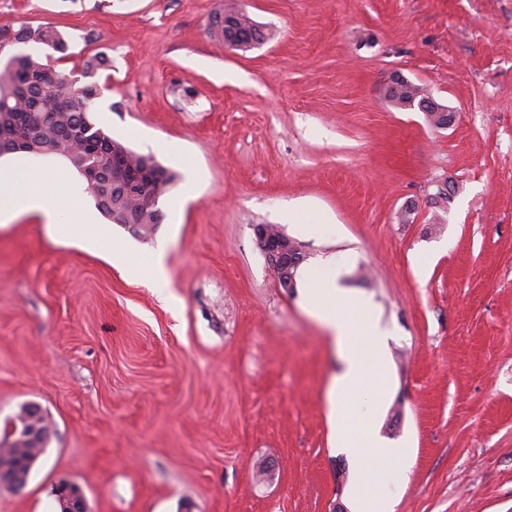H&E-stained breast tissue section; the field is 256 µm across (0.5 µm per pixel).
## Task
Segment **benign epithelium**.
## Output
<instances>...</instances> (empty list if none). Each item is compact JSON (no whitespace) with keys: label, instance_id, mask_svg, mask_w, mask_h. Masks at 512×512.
Segmentation results:
<instances>
[{"label":"benign epithelium","instance_id":"obj_1","mask_svg":"<svg viewBox=\"0 0 512 512\" xmlns=\"http://www.w3.org/2000/svg\"><path fill=\"white\" fill-rule=\"evenodd\" d=\"M429 122L440 129L449 127L453 116L447 109L438 105L427 112ZM130 151L121 143H112V187L124 193L134 194L133 188L144 177L165 180L168 173L159 171L151 163L139 171L130 169ZM254 235L257 248L265 258L267 265L273 269L287 272L282 278L280 286L283 288L295 287V274L302 263L304 255L300 247L285 234L273 236L266 224L254 226ZM53 434L51 424L46 422L43 409L36 403H27L5 423L0 431V456H5L7 448H28L32 452L29 467L25 472L15 470L8 463L0 464V488L21 490L29 481L31 472L41 458L46 444ZM53 495L59 505L60 512H90L85 495L73 482L66 479L59 480L54 488Z\"/></svg>","mask_w":512,"mask_h":512}]
</instances>
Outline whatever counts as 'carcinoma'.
Instances as JSON below:
<instances>
[{
    "mask_svg": "<svg viewBox=\"0 0 512 512\" xmlns=\"http://www.w3.org/2000/svg\"><path fill=\"white\" fill-rule=\"evenodd\" d=\"M221 29L224 35L235 31L257 38V29L241 26L232 15L224 18ZM9 30L18 45L34 44L62 54L69 48L63 35L51 26L21 24ZM48 71V65L28 53L10 55L0 68V148L8 154L21 151L64 157L83 176L89 168L112 172V137L91 118L100 95L98 85H79L59 72L56 82L48 84L43 80ZM417 91L412 82L404 81L400 92L392 96L393 104L406 107ZM421 102L419 97L414 104ZM174 179L172 175L162 184L145 182L138 205L118 197L110 198V204L129 209L135 224H159L163 215L146 202L162 197Z\"/></svg>",
    "mask_w": 512,
    "mask_h": 512,
    "instance_id": "cac0c4a2",
    "label": "carcinoma"
}]
</instances>
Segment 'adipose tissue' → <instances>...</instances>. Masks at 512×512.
Returning <instances> with one entry per match:
<instances>
[{"instance_id": "ef3b65f1", "label": "adipose tissue", "mask_w": 512, "mask_h": 512, "mask_svg": "<svg viewBox=\"0 0 512 512\" xmlns=\"http://www.w3.org/2000/svg\"><path fill=\"white\" fill-rule=\"evenodd\" d=\"M61 200L82 215L96 249L105 253L117 249V242L105 233L86 203L82 176L68 162L33 157L0 159V222L22 211L35 213L57 237H65V225L56 220ZM340 277L335 262L327 261L309 267L304 283L309 309L331 333L341 365L330 390V402L332 417L338 422L336 446L352 459L359 478L353 507L355 512H379V502L405 452L378 438L373 419H363L359 431L349 430L348 412L376 400L378 392L371 377L386 369L388 333L372 317L369 301L346 290Z\"/></svg>"}]
</instances>
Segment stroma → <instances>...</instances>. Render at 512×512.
Wrapping results in <instances>:
<instances>
[{"label": "stroma", "mask_w": 512, "mask_h": 512, "mask_svg": "<svg viewBox=\"0 0 512 512\" xmlns=\"http://www.w3.org/2000/svg\"><path fill=\"white\" fill-rule=\"evenodd\" d=\"M238 11L248 48L212 32ZM23 23L68 37L31 53L70 79L109 58L94 121L177 178L161 224L113 225L132 256L82 248L64 205L69 238L32 213L0 227V426L35 402L54 428L0 512H59L62 479L90 512H352L340 362L257 224L335 259L391 331V512H512V0H0ZM395 76L453 124L388 102ZM161 247L165 289L129 272Z\"/></svg>", "instance_id": "stroma-1"}]
</instances>
